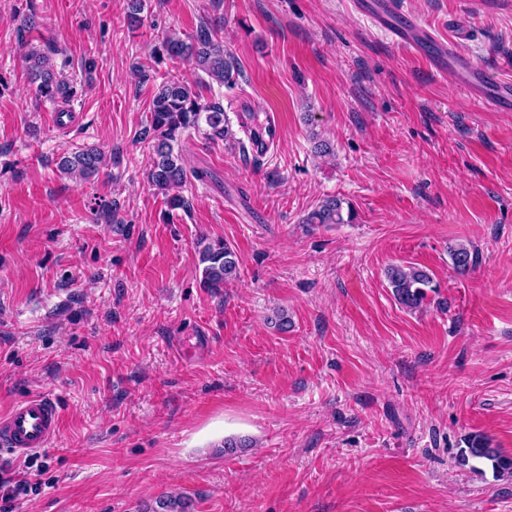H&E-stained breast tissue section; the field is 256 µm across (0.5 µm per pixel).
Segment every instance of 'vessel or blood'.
<instances>
[{"label":"vessel or blood","mask_w":512,"mask_h":512,"mask_svg":"<svg viewBox=\"0 0 512 512\" xmlns=\"http://www.w3.org/2000/svg\"><path fill=\"white\" fill-rule=\"evenodd\" d=\"M356 11L384 31L392 42L414 55H421L426 30L413 17L404 15L398 0H355ZM462 35L439 42L432 58L438 73L453 72L458 85L474 101L494 110L512 108V80L493 75L460 44ZM61 422L56 403L35 394L0 415V446L23 456L51 445Z\"/></svg>","instance_id":"b4317fda"}]
</instances>
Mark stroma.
<instances>
[{
	"instance_id": "35a3bbf8",
	"label": "stroma",
	"mask_w": 512,
	"mask_h": 512,
	"mask_svg": "<svg viewBox=\"0 0 512 512\" xmlns=\"http://www.w3.org/2000/svg\"><path fill=\"white\" fill-rule=\"evenodd\" d=\"M399 2L434 38L466 27L463 49L512 79V0ZM128 11L0 0V412L42 394L62 419L49 448L0 450L38 485L9 512H145L163 494L192 512H512V480L456 459L475 433L512 456V110L475 103L349 0H143L136 30ZM204 21L241 65L234 87L152 62ZM27 44L79 79L95 59L91 86L64 110L38 102ZM165 74L221 102L236 136L184 132L186 167L212 174L186 183L184 210L147 180ZM272 116L276 140L242 153ZM81 146L117 162L69 179L56 160ZM329 196L353 222L304 225ZM218 239L239 276L214 293L200 252ZM460 242L478 252L465 273ZM399 263L438 286L420 311L392 295ZM228 434L251 447L223 453ZM449 254L454 268L459 272H467L475 267L478 259L477 251L463 243L451 246Z\"/></svg>"
}]
</instances>
